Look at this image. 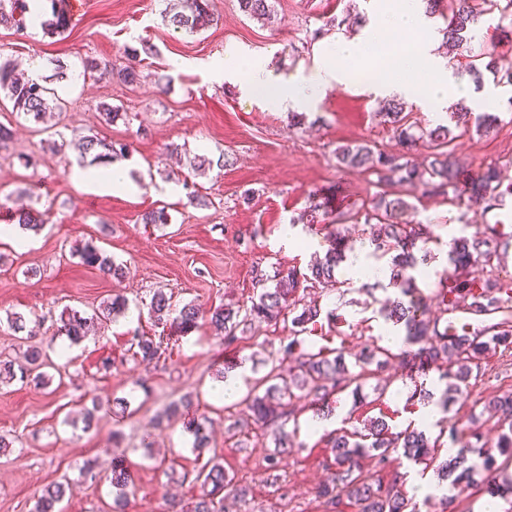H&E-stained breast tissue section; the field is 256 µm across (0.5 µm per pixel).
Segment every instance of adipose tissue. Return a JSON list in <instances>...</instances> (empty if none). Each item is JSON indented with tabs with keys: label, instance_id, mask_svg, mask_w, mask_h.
I'll return each mask as SVG.
<instances>
[{
	"label": "adipose tissue",
	"instance_id": "ef3b65f1",
	"mask_svg": "<svg viewBox=\"0 0 512 512\" xmlns=\"http://www.w3.org/2000/svg\"><path fill=\"white\" fill-rule=\"evenodd\" d=\"M374 7L375 20L366 34L355 40H334L319 52L310 71L286 79L268 70L264 61L233 53L216 69L243 78L251 92L263 95L285 112L307 110L338 85L360 84L401 95L419 94L440 106L451 98L468 97L467 83L450 80L447 60L433 51L437 35L430 28L423 0H398L394 5L388 0H374ZM401 31L413 32L424 44L423 49L406 52L400 61L405 73L425 75L423 85L388 77L373 57V45L389 43L391 36Z\"/></svg>",
	"mask_w": 512,
	"mask_h": 512
}]
</instances>
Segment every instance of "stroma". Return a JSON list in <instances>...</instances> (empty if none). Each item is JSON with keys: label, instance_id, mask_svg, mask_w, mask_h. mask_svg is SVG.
Segmentation results:
<instances>
[{"label": "stroma", "instance_id": "stroma-1", "mask_svg": "<svg viewBox=\"0 0 512 512\" xmlns=\"http://www.w3.org/2000/svg\"><path fill=\"white\" fill-rule=\"evenodd\" d=\"M276 19L263 23L245 16L237 0H212L215 20L197 33L174 28L162 18L164 0H79L78 16L61 35L0 27V58L23 62L37 55L46 61L45 75L56 64L67 68L94 58L122 62L128 46L152 44L155 55L140 64L145 79L126 85L95 73L69 77L55 88L66 106L55 128L18 117L9 100L0 101V124L12 140L0 150V225L29 207L43 225L28 231L20 249L0 241V360L23 364L29 350L43 354L42 380L0 384V512H32L42 490L67 484L64 512H108L117 490L109 481L115 464L131 476L125 512H189L201 493L200 465L188 431L189 419H207L210 453L220 456L246 488L245 502L226 495V512H327L316 489L326 478L327 450L316 434L300 431L299 448L283 456L277 470L267 467L272 448L266 431L249 426L236 436L226 428L248 415L246 402H218L225 367L262 376L269 354L288 342V326L253 322L238 343L228 347L207 320L180 333L173 326L157 329L143 306L164 289L177 305L201 309L238 306L262 290L257 273L276 268H306L324 256L332 241L325 231L336 213L356 212L377 191L373 175L340 167L335 149L370 142L389 152L398 146L390 127L378 116L380 98L364 86H337L308 110L303 128L288 113L271 108L259 96L243 95L234 77L216 73L214 60L225 52L266 60L283 76L311 68L319 43L305 36L320 30L327 18L357 14L371 18L367 0H272ZM119 110L105 122L102 105ZM94 134L128 144L124 159L139 175L140 191L110 193L81 187L73 179L80 157L72 147L50 149L56 132ZM455 152L462 178H476L488 165L498 166L512 182V123H500L486 136L457 138ZM229 158V166L193 175L194 156ZM206 196L208 207L191 202L190 192ZM167 206L171 221L145 224L144 212ZM317 206L318 230L296 226L293 240L282 227L310 206ZM415 205L422 221L437 236L431 244L430 268L446 264L448 239L460 227L459 209L439 197H422ZM94 243L127 274L115 280L85 267L79 251ZM124 297L127 315L98 317L102 303ZM365 295L323 291L319 302L337 314L305 333L308 351L345 347L353 352L381 334L384 321ZM94 317L80 343H65L53 324L63 307ZM24 315L25 331L15 332L12 313ZM162 334L168 349L159 362L145 365L133 357L135 333ZM388 387L380 401L355 405L342 394L321 420L323 431L357 427L367 417H384L404 429L418 421L423 403L411 400L413 384L400 371L381 375ZM512 389V356L489 358L485 369L451 404L448 416L468 420L484 402ZM191 398L183 414L157 422L171 402ZM94 422L84 429V410ZM94 461V476L82 474ZM384 479L401 477L417 512H441L439 498L417 497L414 481L436 474L395 456Z\"/></svg>", "mask_w": 512, "mask_h": 512}]
</instances>
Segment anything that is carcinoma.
<instances>
[{
	"mask_svg": "<svg viewBox=\"0 0 512 512\" xmlns=\"http://www.w3.org/2000/svg\"><path fill=\"white\" fill-rule=\"evenodd\" d=\"M66 0H56L59 7L52 18L42 23L43 33L54 36L64 33L72 25V18L62 7ZM426 13L446 16V26L440 30L442 47L457 59L476 87H481L489 73L499 86H512V70L501 69L500 54L496 48H486L477 42V34L485 20L494 22L493 36L497 44L512 47V0H424ZM180 10H163L164 17L176 29L191 33L205 29L214 21L211 0H178ZM239 9L247 16L272 21L275 18L271 0H238ZM27 0H0V27L23 29L26 23ZM84 69L101 72L107 77H117L127 85L140 83L142 72L136 67H123L110 62L86 60ZM12 102L13 109L35 123L45 124L55 118L61 99L57 90L46 80H24L15 72L8 60L0 61V94ZM384 122L390 124L398 141L399 151L387 153L374 150L367 143L336 148L339 164L353 169H364L376 176L377 185L384 187L398 183L420 196L438 195L454 206L465 208L459 217L463 223L460 234L448 242V268L433 273L423 269L431 256L427 244L437 241L430 225L416 219V207L401 197L392 198L387 191L376 194L368 204L361 205L364 224L369 228L372 255L390 257L388 285L378 279L366 280L359 290L377 301L374 292L391 287L400 297L387 300L380 308L381 316L406 329L405 343L411 348L396 352L373 340L346 360L344 350L334 349V356L300 349L299 336L321 320L322 308L317 301L301 304L299 291L331 283L336 289L350 287V283L336 280V265L346 258L352 247L341 232H335L333 245L325 256L312 261L303 272L292 266L277 269L271 276L273 287L262 292L245 309L216 306L210 310V324L224 331V344L239 340L237 329L253 319L269 324L291 317V337L283 346V359L291 360L288 377L281 375V365H272L270 371L256 380L249 392V410L252 424L272 429L274 450L266 457L269 469L274 470L278 457L295 446L297 430H286L293 413L285 411L284 400L310 399L314 412L333 397L347 392L357 402L365 399L364 387L371 378L378 377L395 365L413 379L418 373L435 371L445 382L442 394V411L445 416L435 422L439 434L431 439L424 431L406 427L400 431L381 417H371L362 427L340 429L321 437L328 449L326 470L328 476L318 487L317 493L325 499L330 512L340 509L344 500L358 506V512H407L411 506L402 489L400 477L383 480L379 473L390 465L391 454L402 456L416 463L430 466L438 463L437 471L450 480L452 487L463 493L473 487L484 490L489 496L487 504L499 505L503 500L512 501V477L500 478L502 469L512 463V391H506L484 405L490 417L496 418L498 429L494 448H488L479 417H471L460 424L446 417L448 401L463 393L473 375L481 372L483 364L496 355L512 351V278L499 275L501 261L512 251V232L503 224H480L492 210L505 206L512 197V184L503 185L501 172L494 165L487 167L481 176L471 182L460 180L462 169L451 144L457 138L474 131L488 134L501 122L500 116L491 112H474L459 101L447 113L446 119L433 127H421L408 121L404 103L389 100L382 113ZM79 145L93 161L109 164L126 156L125 147L117 148L111 142L96 136H82ZM426 151L423 161H418L420 150ZM224 155L212 160L205 155L194 157L191 169L199 174L213 166L224 167ZM474 232H468V229ZM86 266L119 279L125 267L101 252L91 243L80 251ZM435 278L434 297L442 304L440 314L432 315L428 297L421 291L418 280ZM460 312L467 321L456 325L453 321L440 325L444 315ZM150 319L154 325L172 322L183 333L196 328L200 311L193 304L179 310L173 308V296L162 289L156 290L150 301ZM91 319L73 309L61 311L57 332L72 342L87 335ZM133 356L151 363L164 353L162 341L143 334L134 337ZM41 352L33 349L26 356V364L14 370L12 361H0V381L18 376L24 380L35 375L41 378ZM459 448L457 455L437 462L438 449L444 447L443 437ZM474 453L477 460L468 462L467 454ZM196 480L202 492L194 502L192 512H219L216 496L234 486V476L224 470V465L212 456L198 469ZM65 495V484L46 487L38 496L33 512H58V504Z\"/></svg>",
	"mask_w": 512,
	"mask_h": 512,
	"instance_id": "obj_1",
	"label": "carcinoma"
}]
</instances>
